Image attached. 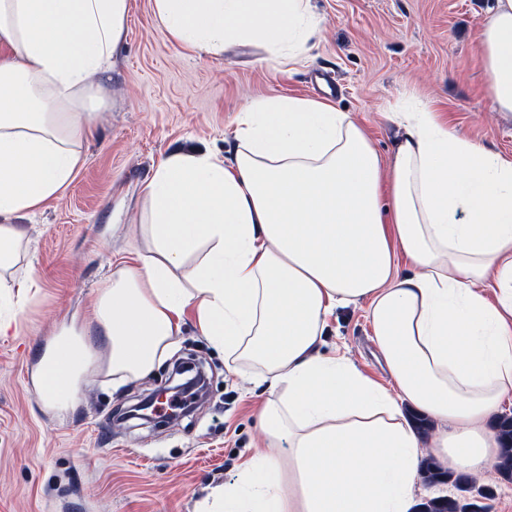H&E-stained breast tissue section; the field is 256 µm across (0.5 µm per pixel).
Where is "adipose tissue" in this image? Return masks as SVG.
Here are the masks:
<instances>
[{"instance_id": "1", "label": "adipose tissue", "mask_w": 512, "mask_h": 512, "mask_svg": "<svg viewBox=\"0 0 512 512\" xmlns=\"http://www.w3.org/2000/svg\"><path fill=\"white\" fill-rule=\"evenodd\" d=\"M160 29L207 54L258 44L300 60L320 26L310 0H154ZM129 0H0V297L22 306L16 218L72 181L93 136L101 76ZM493 107L512 112V0L478 36ZM394 153L331 102L278 96L235 119L232 161L162 160L142 188L151 246L96 290L109 343L100 371L121 385L171 354L186 310L231 363L262 367L260 426L288 462L251 456L201 512H410L421 439L404 406L433 417L435 458L479 474L497 462L489 427L512 399V160L398 108ZM189 275H182V268ZM366 303L390 385L317 344L336 308ZM54 353L74 398L85 342Z\"/></svg>"}]
</instances>
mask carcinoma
<instances>
[{"instance_id":"carcinoma-1","label":"carcinoma","mask_w":512,"mask_h":512,"mask_svg":"<svg viewBox=\"0 0 512 512\" xmlns=\"http://www.w3.org/2000/svg\"><path fill=\"white\" fill-rule=\"evenodd\" d=\"M496 433L502 442L498 468L512 478V416L502 417L496 423ZM424 480L429 485L448 484L456 493L422 500L414 512H485L482 500L492 495V490L477 485L474 478L444 468L435 458L426 461Z\"/></svg>"}]
</instances>
